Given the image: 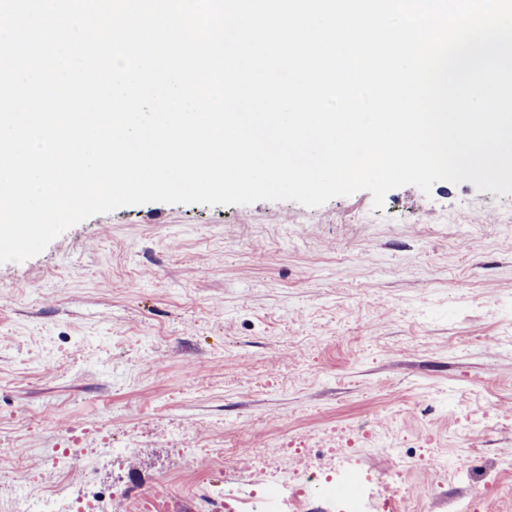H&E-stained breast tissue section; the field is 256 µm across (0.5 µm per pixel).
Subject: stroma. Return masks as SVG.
Wrapping results in <instances>:
<instances>
[{
	"mask_svg": "<svg viewBox=\"0 0 512 512\" xmlns=\"http://www.w3.org/2000/svg\"><path fill=\"white\" fill-rule=\"evenodd\" d=\"M53 448L83 454L61 472ZM330 448L340 477L408 475L411 512H512V194L149 202L0 264V512L19 470L134 512Z\"/></svg>",
	"mask_w": 512,
	"mask_h": 512,
	"instance_id": "1",
	"label": "stroma"
}]
</instances>
